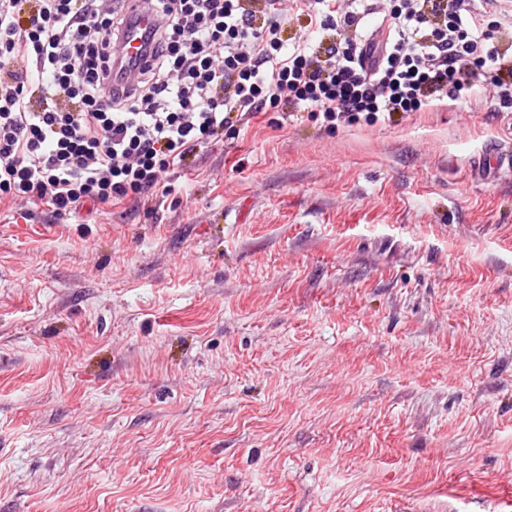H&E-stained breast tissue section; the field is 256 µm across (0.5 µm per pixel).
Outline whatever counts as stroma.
<instances>
[{"mask_svg":"<svg viewBox=\"0 0 512 512\" xmlns=\"http://www.w3.org/2000/svg\"><path fill=\"white\" fill-rule=\"evenodd\" d=\"M493 142L269 112L152 207L0 204V512H512Z\"/></svg>","mask_w":512,"mask_h":512,"instance_id":"1","label":"stroma"}]
</instances>
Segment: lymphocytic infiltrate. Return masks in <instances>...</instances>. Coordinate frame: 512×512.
I'll list each match as a JSON object with an SVG mask.
<instances>
[{
  "mask_svg": "<svg viewBox=\"0 0 512 512\" xmlns=\"http://www.w3.org/2000/svg\"><path fill=\"white\" fill-rule=\"evenodd\" d=\"M156 20L132 80L112 84L122 0H0V202L51 208L169 195L168 175L263 112L396 123L478 93L512 106V54L474 0H144Z\"/></svg>",
  "mask_w": 512,
  "mask_h": 512,
  "instance_id": "obj_1",
  "label": "lymphocytic infiltrate"
}]
</instances>
